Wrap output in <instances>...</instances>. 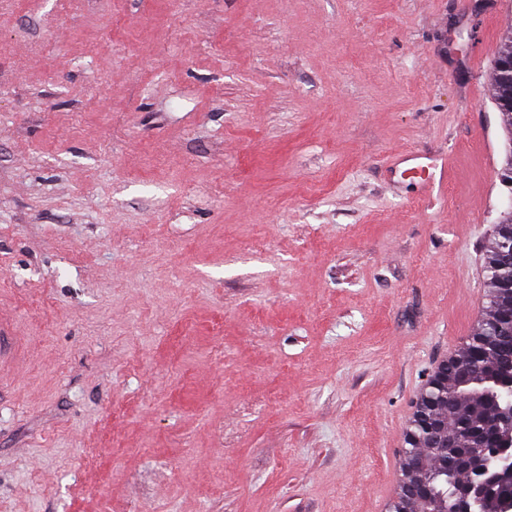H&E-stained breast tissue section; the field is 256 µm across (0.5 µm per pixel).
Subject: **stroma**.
Segmentation results:
<instances>
[{
  "label": "stroma",
  "mask_w": 512,
  "mask_h": 512,
  "mask_svg": "<svg viewBox=\"0 0 512 512\" xmlns=\"http://www.w3.org/2000/svg\"><path fill=\"white\" fill-rule=\"evenodd\" d=\"M512 0H0V512H389L512 192ZM444 155L438 200L390 154Z\"/></svg>",
  "instance_id": "obj_1"
}]
</instances>
